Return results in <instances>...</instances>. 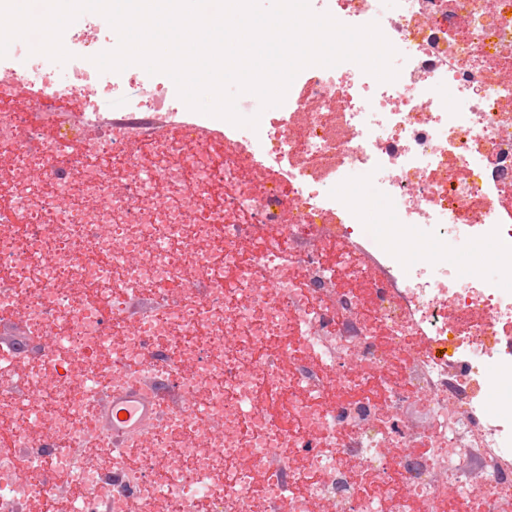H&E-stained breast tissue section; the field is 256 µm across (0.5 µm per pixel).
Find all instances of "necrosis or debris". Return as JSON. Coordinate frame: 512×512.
I'll return each instance as SVG.
<instances>
[{
	"instance_id": "obj_1",
	"label": "necrosis or debris",
	"mask_w": 512,
	"mask_h": 512,
	"mask_svg": "<svg viewBox=\"0 0 512 512\" xmlns=\"http://www.w3.org/2000/svg\"><path fill=\"white\" fill-rule=\"evenodd\" d=\"M378 2L309 5L377 23L397 78L306 67L255 129L184 120L167 75L99 71L97 13L63 43L85 59L68 77L0 57V317L31 338L0 352V512H413L467 491L512 512V0ZM132 83L145 94L103 120ZM63 100L86 120L50 146L29 115ZM144 373L180 404L122 484L74 451L95 391ZM143 89L136 85L128 86L104 99L101 103V112L105 117L112 118L113 112H125V100L128 96L142 92Z\"/></svg>"
}]
</instances>
